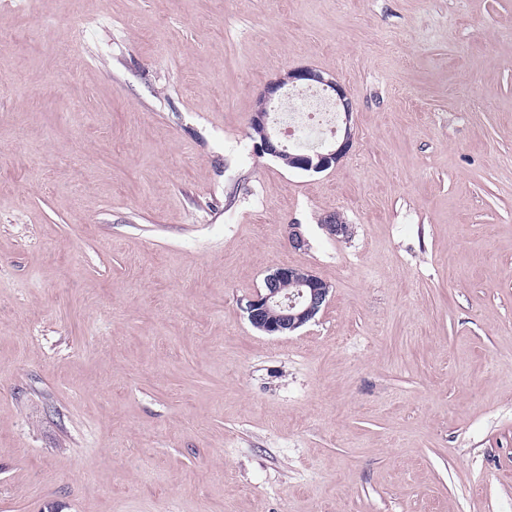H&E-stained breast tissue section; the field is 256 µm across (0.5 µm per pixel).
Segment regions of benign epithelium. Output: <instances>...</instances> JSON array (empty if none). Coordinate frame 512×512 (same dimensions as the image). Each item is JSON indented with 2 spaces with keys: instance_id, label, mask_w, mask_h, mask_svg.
Listing matches in <instances>:
<instances>
[{
  "instance_id": "1",
  "label": "benign epithelium",
  "mask_w": 512,
  "mask_h": 512,
  "mask_svg": "<svg viewBox=\"0 0 512 512\" xmlns=\"http://www.w3.org/2000/svg\"><path fill=\"white\" fill-rule=\"evenodd\" d=\"M298 84L319 87L333 101L341 125L336 127L333 141L312 153L293 156L296 166L313 172H321L338 165L350 152L354 143L351 128L353 105L343 86L335 78L310 67L289 69L270 81L260 94L258 107L252 113L250 126L263 130L255 149L264 155L278 158L284 154L281 140L269 131V104L288 95V89ZM323 229L335 239L346 238L350 226L339 214L323 219ZM288 238L293 249L307 250L309 243L300 225H288ZM288 280L296 286L291 295H281L280 284ZM329 286L311 270L303 266H282L267 275L262 290L246 302L245 311L250 324L269 334L293 332L306 325L326 304Z\"/></svg>"
}]
</instances>
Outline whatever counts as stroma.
<instances>
[{
  "instance_id": "stroma-1",
  "label": "stroma",
  "mask_w": 512,
  "mask_h": 512,
  "mask_svg": "<svg viewBox=\"0 0 512 512\" xmlns=\"http://www.w3.org/2000/svg\"><path fill=\"white\" fill-rule=\"evenodd\" d=\"M299 66L319 173L251 138ZM0 512H512V0L0 6ZM297 84L307 87H319L333 101L334 106L324 94L314 88H307L291 94L293 110L275 112V122L289 142L297 147L308 148L322 142L333 130V141L321 146L312 153H298L301 150L289 149L296 166L304 171L321 172L338 165L350 152L354 143L351 128L353 105L343 86L335 78L325 76L321 71L310 67L288 69L276 79L270 81L260 94L258 107L250 118L251 128L263 130L260 142L255 149L264 155L279 158L284 154L281 140L269 131V104L275 99L288 95L290 86ZM341 125L337 124V114ZM342 114V115H341ZM293 160L280 159L288 168L300 170ZM302 170V171H303ZM292 295L281 296L282 293ZM281 284V288H280ZM329 286L303 266H282L267 275L262 291L246 302L250 324L269 334L293 332L306 325L326 304Z\"/></svg>"
}]
</instances>
